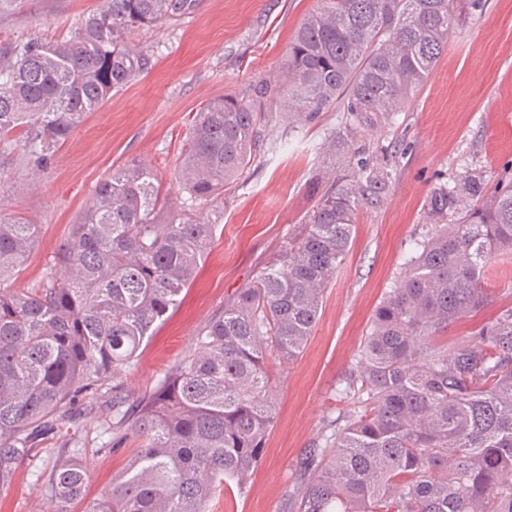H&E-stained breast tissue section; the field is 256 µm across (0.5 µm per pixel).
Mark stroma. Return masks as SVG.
<instances>
[{"instance_id":"stroma-1","label":"stroma","mask_w":512,"mask_h":512,"mask_svg":"<svg viewBox=\"0 0 512 512\" xmlns=\"http://www.w3.org/2000/svg\"><path fill=\"white\" fill-rule=\"evenodd\" d=\"M98 0H23L0 17V41L68 34ZM319 0H202L198 11L164 22L136 41L155 56L154 69L90 113L58 148L46 170L0 165V212L41 225L42 240L15 282L39 284L52 253L93 201L96 184L131 163L150 166L169 204L216 223L212 247L180 306L160 325L124 379L136 399L191 350L225 300L304 223L326 185L348 172L345 150L329 151L330 135L345 113L329 108L309 123L275 114L271 137L283 149H258L250 168L224 193L220 207H188L178 187L183 143L196 112L210 99L245 93L255 82L277 83L288 44ZM369 152L388 162L389 188L381 202L359 212L346 259L325 291L322 310L303 354L270 367L278 419L263 459L247 486L212 499L209 512H293L303 479L301 462L324 447L352 411L341 390L367 336L374 311L415 255V244L435 230L427 216L431 196L467 170L481 172L487 192L512 182V0H486L481 14L463 16L433 74L390 128L374 134ZM484 281L490 301L475 317L449 327L445 341L464 339L495 312L512 305V254L501 253ZM112 406L76 403L66 427L22 459L0 490V512H56L41 489L63 433L84 450L87 498L109 489L138 441L113 442L98 417Z\"/></svg>"}]
</instances>
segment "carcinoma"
<instances>
[{
    "mask_svg": "<svg viewBox=\"0 0 512 512\" xmlns=\"http://www.w3.org/2000/svg\"><path fill=\"white\" fill-rule=\"evenodd\" d=\"M321 2L289 45L288 80L275 95L253 84L196 113L181 170L191 204L224 200L278 110L304 122L331 107L347 113L329 147L360 154L354 142L405 111L462 15L456 0ZM199 4L100 0L68 39L0 44V159L45 169L51 147L153 69L132 35ZM389 179L388 166L358 159L193 350L127 409L123 378L195 280L216 225L164 211L154 172L127 165L98 182L45 279L10 288L41 225L0 212V488L54 422L72 417L77 398L98 400L110 384L102 433L133 435L139 448L85 512H208L224 488L244 489L276 421L269 365L306 348L358 212ZM429 214L441 225L416 243L376 308L344 389L357 409L325 447L309 450L295 512H512V306L458 343L439 339L487 305V265L512 252V186L485 195L482 176L467 171L435 192ZM83 456L65 438L46 471L58 512L84 496Z\"/></svg>",
    "mask_w": 512,
    "mask_h": 512,
    "instance_id": "1",
    "label": "carcinoma"
}]
</instances>
